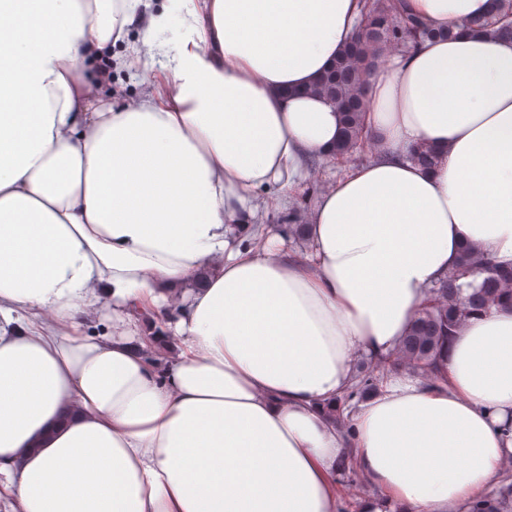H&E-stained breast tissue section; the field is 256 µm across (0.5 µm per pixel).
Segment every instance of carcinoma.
<instances>
[{
	"mask_svg": "<svg viewBox=\"0 0 512 512\" xmlns=\"http://www.w3.org/2000/svg\"><path fill=\"white\" fill-rule=\"evenodd\" d=\"M493 2L498 33L512 37V0ZM365 9V26L313 88L332 101L340 114L343 138L335 148L338 156L349 155L364 145L365 102L359 88L375 56L386 47L454 36L450 26L428 27L401 12L399 0H367ZM474 275L482 276L479 284L459 283L460 279ZM465 287L471 289L467 295L463 294ZM507 301L512 303V266L495 264L475 247L464 246L460 267L431 290V299L415 317L398 355L373 365L361 364L356 385L338 403L345 404L372 391L381 368L409 365L430 375L443 343L469 315ZM463 512H512V480H503L495 491L467 504Z\"/></svg>",
	"mask_w": 512,
	"mask_h": 512,
	"instance_id": "cac0c4a2",
	"label": "carcinoma"
}]
</instances>
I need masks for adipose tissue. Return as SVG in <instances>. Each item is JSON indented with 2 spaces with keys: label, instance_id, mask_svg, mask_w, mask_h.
Returning <instances> with one entry per match:
<instances>
[{
  "label": "adipose tissue",
  "instance_id": "obj_1",
  "mask_svg": "<svg viewBox=\"0 0 512 512\" xmlns=\"http://www.w3.org/2000/svg\"><path fill=\"white\" fill-rule=\"evenodd\" d=\"M57 3L0 0V512H340L348 468L372 488L357 512L483 496L512 466V309L460 325L437 378L328 407L464 245L512 263V39L476 28L489 0H401L459 35L368 68L372 156L320 193L300 255L254 221L336 159L311 89L361 0Z\"/></svg>",
  "mask_w": 512,
  "mask_h": 512
}]
</instances>
